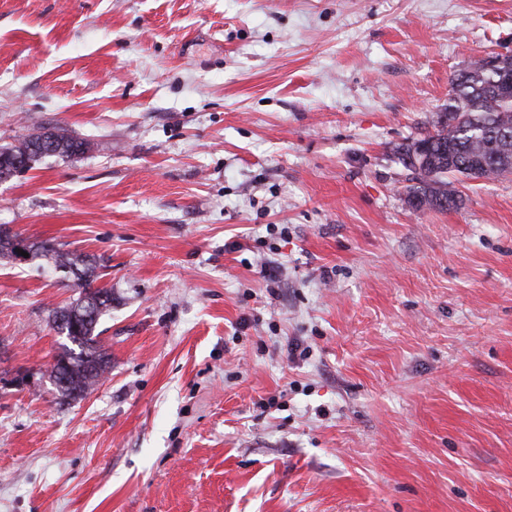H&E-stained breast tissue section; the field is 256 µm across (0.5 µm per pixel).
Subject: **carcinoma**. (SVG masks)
<instances>
[{"mask_svg":"<svg viewBox=\"0 0 512 512\" xmlns=\"http://www.w3.org/2000/svg\"><path fill=\"white\" fill-rule=\"evenodd\" d=\"M498 73L485 69L480 59L470 63L451 79L448 106L436 113L432 129L402 145L399 161L411 172L414 185L408 187L417 208L448 210L457 206L455 183L465 178H498L512 173V142L499 138L502 129L512 132V102L500 100L493 91ZM56 156L71 157L84 152L85 140L56 133ZM27 137L0 147V180L13 176L11 160L27 152ZM419 143L430 146L431 163L413 169L412 149ZM17 236L0 228V259L14 261ZM29 257H43L55 269L75 276L79 296L68 305L53 310L52 323L66 336L50 368V378L61 396L77 400L87 393L111 368V354L99 339L97 325L112 309V289L96 287L102 277L97 262L45 241L28 246Z\"/></svg>","mask_w":512,"mask_h":512,"instance_id":"carcinoma-1","label":"carcinoma"}]
</instances>
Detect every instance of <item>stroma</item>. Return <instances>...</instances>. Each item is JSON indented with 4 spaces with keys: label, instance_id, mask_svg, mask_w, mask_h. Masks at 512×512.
<instances>
[{
    "label": "stroma",
    "instance_id": "obj_1",
    "mask_svg": "<svg viewBox=\"0 0 512 512\" xmlns=\"http://www.w3.org/2000/svg\"><path fill=\"white\" fill-rule=\"evenodd\" d=\"M506 51L512 0H0V145L90 144L0 225L112 291L66 401L74 279L0 261V512H512V174L396 155ZM29 257H44L55 269L72 273L79 296L68 305L54 309L52 323L69 343L64 344L50 368V378L62 397L77 400L87 393L111 368V354L99 339L97 325L102 315L112 309L110 288L95 287L102 277L97 262L81 254L64 250L49 241L29 243ZM66 318L64 325L59 323Z\"/></svg>",
    "mask_w": 512,
    "mask_h": 512
}]
</instances>
